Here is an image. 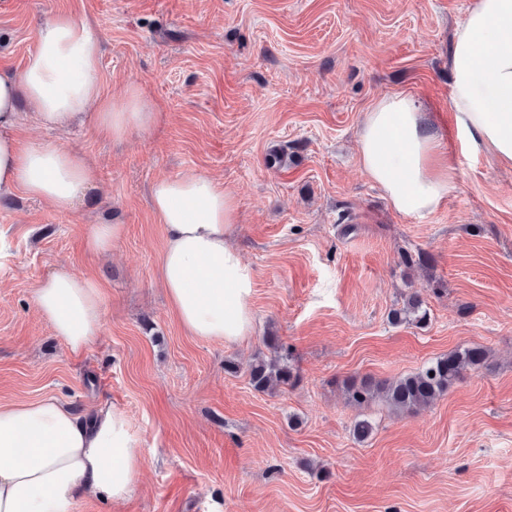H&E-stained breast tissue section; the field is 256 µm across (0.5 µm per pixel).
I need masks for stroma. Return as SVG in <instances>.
<instances>
[{
    "label": "stroma",
    "mask_w": 512,
    "mask_h": 512,
    "mask_svg": "<svg viewBox=\"0 0 512 512\" xmlns=\"http://www.w3.org/2000/svg\"><path fill=\"white\" fill-rule=\"evenodd\" d=\"M472 2L0 0V69L20 71L38 27L68 11L101 42L103 94L136 84L165 114L114 142L92 119L50 129L19 107L23 143L82 152L99 182L69 213L0 198V403H110L143 455L129 498L75 512H512V168L464 149L450 110L449 48ZM394 92L429 114L452 165L422 217L393 211L356 161L364 112ZM190 173L238 202L254 321L236 343L187 335L157 280L149 189ZM95 224L124 227L108 258L84 247ZM421 251L426 265H402ZM62 264L104 290L79 355L32 301ZM412 293L427 323L392 324ZM269 336L298 380L258 392L248 367ZM466 346L489 350L486 367L417 413L345 398L346 378L394 379Z\"/></svg>",
    "instance_id": "35a3bbf8"
}]
</instances>
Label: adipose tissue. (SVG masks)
Returning <instances> with one entry per match:
<instances>
[{
    "label": "adipose tissue",
    "mask_w": 512,
    "mask_h": 512,
    "mask_svg": "<svg viewBox=\"0 0 512 512\" xmlns=\"http://www.w3.org/2000/svg\"><path fill=\"white\" fill-rule=\"evenodd\" d=\"M99 60L91 25L59 13L38 29L19 72L0 71V196L20 187L68 213L98 182L95 165L77 151L52 143L19 147V101L48 128L92 114L97 133L115 141L162 122L163 112L139 86L118 98L103 95ZM449 65L450 110L468 146L512 166V0H474L455 30ZM357 162L404 216L434 211L451 188L448 154L407 94L385 95L365 112ZM152 204L166 229L157 279L182 328L227 343L247 336L254 273L233 243L234 195L209 176L191 174L156 181ZM33 303L72 354L83 353L101 331L99 286L68 266L35 288ZM142 463L139 439L109 403L83 416L54 398L0 403V512H75L80 493L123 501Z\"/></svg>",
    "instance_id": "1"
}]
</instances>
